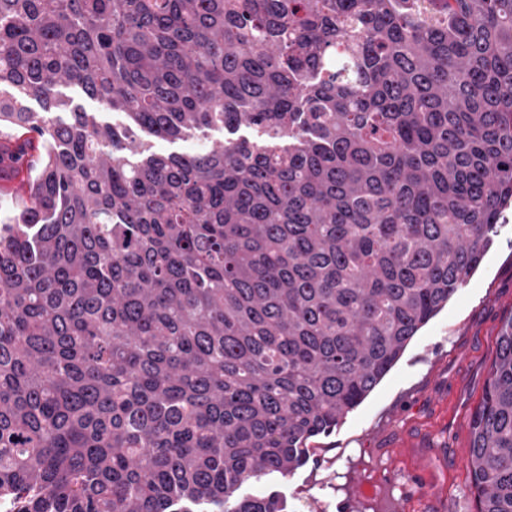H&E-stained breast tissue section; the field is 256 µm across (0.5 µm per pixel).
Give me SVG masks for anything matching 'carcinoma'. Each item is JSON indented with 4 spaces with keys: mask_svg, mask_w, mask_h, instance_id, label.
Instances as JSON below:
<instances>
[{
    "mask_svg": "<svg viewBox=\"0 0 512 512\" xmlns=\"http://www.w3.org/2000/svg\"><path fill=\"white\" fill-rule=\"evenodd\" d=\"M3 138L0 512H288L512 206V0H0ZM465 455L512 512V316ZM61 91L66 95L73 98L75 104H80L87 112H99L97 113L98 118L110 124H119L123 121V118L118 114L108 112L102 109V107L96 101L89 100L82 96L77 89L74 88H61ZM139 139L145 143H149L151 151L162 154L170 153H196L209 148L215 142L224 140V131L212 130L203 134L196 132L192 136L184 140L163 141L147 136L145 133L139 132Z\"/></svg>",
    "mask_w": 512,
    "mask_h": 512,
    "instance_id": "obj_1",
    "label": "carcinoma"
}]
</instances>
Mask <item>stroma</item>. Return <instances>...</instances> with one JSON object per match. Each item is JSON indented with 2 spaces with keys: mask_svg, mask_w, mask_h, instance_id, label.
I'll return each instance as SVG.
<instances>
[{
  "mask_svg": "<svg viewBox=\"0 0 512 512\" xmlns=\"http://www.w3.org/2000/svg\"><path fill=\"white\" fill-rule=\"evenodd\" d=\"M512 314V208L479 269L282 484L290 512H475L471 416Z\"/></svg>",
  "mask_w": 512,
  "mask_h": 512,
  "instance_id": "stroma-1",
  "label": "stroma"
}]
</instances>
